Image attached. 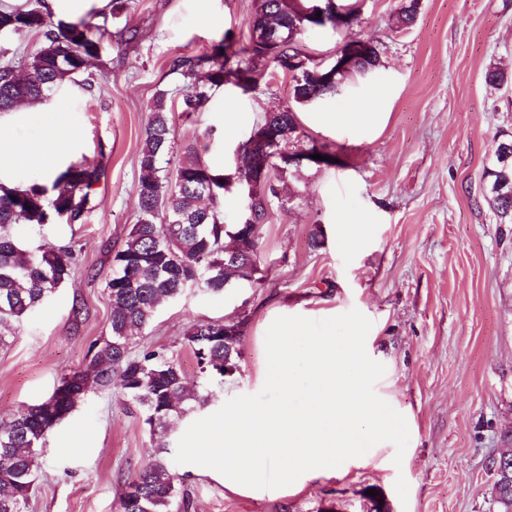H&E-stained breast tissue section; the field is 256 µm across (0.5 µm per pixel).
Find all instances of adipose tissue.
<instances>
[{"mask_svg": "<svg viewBox=\"0 0 512 512\" xmlns=\"http://www.w3.org/2000/svg\"><path fill=\"white\" fill-rule=\"evenodd\" d=\"M75 85L68 84L54 96L35 104H21L10 111L9 123L0 122V186L12 189L16 183L12 177L15 169H36L50 176H58L66 170L60 150L52 147V138L62 136L73 141L78 137L74 125L64 123L63 117L69 110V101L77 93ZM31 111L42 113L48 122L49 137L40 141H28L13 135L10 125L22 122L25 114Z\"/></svg>", "mask_w": 512, "mask_h": 512, "instance_id": "adipose-tissue-1", "label": "adipose tissue"}]
</instances>
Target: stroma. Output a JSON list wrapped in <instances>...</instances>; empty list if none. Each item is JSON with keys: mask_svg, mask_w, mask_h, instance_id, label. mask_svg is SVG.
Returning <instances> with one entry per match:
<instances>
[{"mask_svg": "<svg viewBox=\"0 0 512 512\" xmlns=\"http://www.w3.org/2000/svg\"><path fill=\"white\" fill-rule=\"evenodd\" d=\"M336 4L353 7L354 18L303 33L312 64L329 65L341 47L366 39L381 59L334 97L299 108L296 148H317L336 165L306 163L277 180L281 199L260 227L253 280L163 303L133 347L167 348L196 386L191 326L242 322L236 371L209 386L208 404L192 419L173 422L180 436L191 420L262 388L266 332L277 317L321 320L355 309L372 322L368 355L385 366L374 391L406 419L401 464L395 445L383 442L354 465L285 489L233 490L209 468L173 464L188 512H494L486 463L512 448V224L498 223L482 190L495 135L512 131V83L492 91L484 75L493 63L512 70V0H419L407 27L397 21L402 0ZM255 9L256 0H128V19L93 15L112 47L78 78L70 118L80 135L65 160L99 166L101 177L82 223L15 229L34 251L73 241L80 261L0 350V420L44 400L108 333L106 282L137 221L138 153L156 91L171 94L169 171L188 147L212 167L234 170L262 116L296 106L291 77L275 70L255 87L212 90L200 112L182 110L172 59L202 55L227 36L245 39ZM126 26L136 39L123 34ZM336 112H376L380 120L336 129L328 122ZM350 224L368 227L353 250L343 242ZM317 225L324 243L314 249ZM152 448L142 413L119 389L89 394L49 435L27 512H120L122 491ZM400 476L409 485L404 501L395 491Z\"/></svg>", "mask_w": 512, "mask_h": 512, "instance_id": "1", "label": "stroma"}]
</instances>
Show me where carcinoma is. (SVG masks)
Listing matches in <instances>:
<instances>
[{
  "label": "carcinoma",
  "instance_id": "obj_1",
  "mask_svg": "<svg viewBox=\"0 0 512 512\" xmlns=\"http://www.w3.org/2000/svg\"><path fill=\"white\" fill-rule=\"evenodd\" d=\"M304 0H258L248 21L249 38L242 42L224 38L211 51L196 57H176L171 69L185 80L182 106L197 112L208 101V91L234 78L247 85L264 78L263 67L272 62L283 70L290 57L306 65L293 78V98L302 105L311 97L336 93L315 78L320 68L308 61L300 47L298 30L310 27L302 14ZM28 30L40 37L38 48L16 64L0 67V111L27 101L41 100L65 82L77 81L87 62L106 52L108 29L82 20L53 22L37 0L12 11H0V53L7 39ZM239 66L233 68L231 61ZM246 67H240L241 63ZM485 82L499 89L512 82V74L489 66ZM150 117L138 155L140 171L136 188L137 222L115 253L121 266L106 282L110 305L109 334L92 343L85 368L63 375L59 386L42 402L29 406L7 422H0V512H26L29 496L41 477L40 456L55 424L46 420L47 403L56 401L59 414L69 416L88 394L117 385L128 401L140 408L155 438L152 461L138 470L121 495V512H186L187 496L179 491L168 455L171 453L167 422L194 411L205 396L186 391L187 377L174 354L163 348L132 353L133 330L147 327L161 302L197 288L211 295L226 290V280L250 281L258 271L259 229L273 200L274 184L249 198L247 216L253 222L224 223V191L232 183L241 187L255 182L260 166L248 156L272 158L271 167L285 173L290 165L264 144L248 142L247 160L233 173L218 170L192 149L184 156L176 178L164 175L161 160L173 151L170 124L171 100L166 90L153 96ZM260 126L268 127L269 141L286 132L297 133L296 113L288 109L264 114ZM491 167L485 171L484 198L501 224H512V132L495 137ZM100 172L79 164L60 174L51 187L33 184L24 190H0V347L11 343L17 324L51 297L72 276L78 255L71 243L39 254L26 248L12 233L16 225L77 224L87 210ZM238 324L200 322L187 340L205 382H224L227 368L236 366ZM69 393L56 396L61 386ZM492 503L496 512H512V450L493 472Z\"/></svg>",
  "mask_w": 512,
  "mask_h": 512
}]
</instances>
